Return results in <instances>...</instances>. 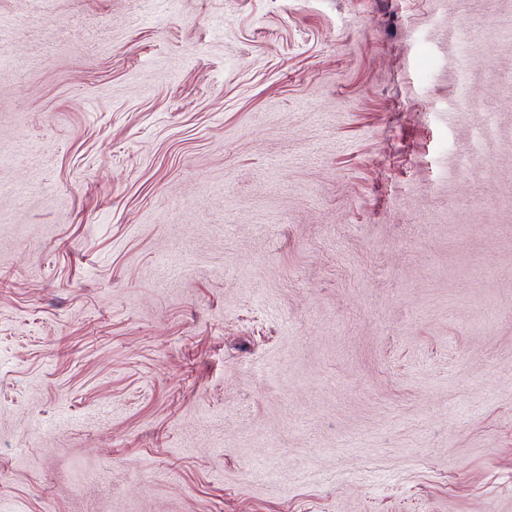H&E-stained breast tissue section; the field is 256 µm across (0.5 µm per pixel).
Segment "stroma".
<instances>
[{
  "label": "stroma",
  "mask_w": 512,
  "mask_h": 512,
  "mask_svg": "<svg viewBox=\"0 0 512 512\" xmlns=\"http://www.w3.org/2000/svg\"><path fill=\"white\" fill-rule=\"evenodd\" d=\"M510 75L512 0H0V505L512 512Z\"/></svg>",
  "instance_id": "obj_1"
}]
</instances>
